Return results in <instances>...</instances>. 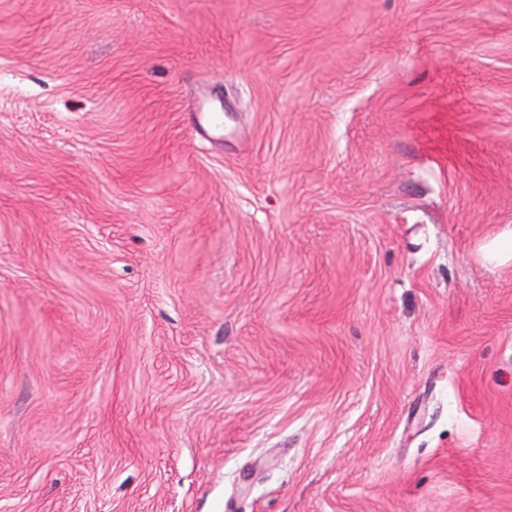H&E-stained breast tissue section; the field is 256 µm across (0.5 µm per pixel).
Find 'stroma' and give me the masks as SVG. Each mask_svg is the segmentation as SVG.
Here are the masks:
<instances>
[{"label":"stroma","mask_w":512,"mask_h":512,"mask_svg":"<svg viewBox=\"0 0 512 512\" xmlns=\"http://www.w3.org/2000/svg\"><path fill=\"white\" fill-rule=\"evenodd\" d=\"M0 512H512V0H0Z\"/></svg>","instance_id":"1"}]
</instances>
